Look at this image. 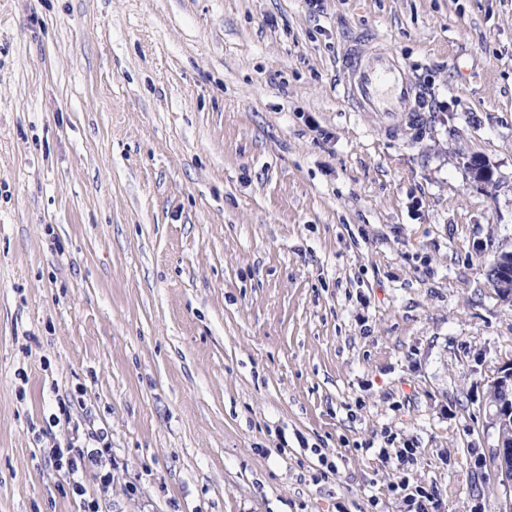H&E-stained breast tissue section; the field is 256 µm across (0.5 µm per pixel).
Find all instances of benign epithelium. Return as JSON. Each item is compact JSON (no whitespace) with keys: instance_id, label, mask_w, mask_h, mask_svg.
Here are the masks:
<instances>
[{"instance_id":"benign-epithelium-1","label":"benign epithelium","mask_w":512,"mask_h":512,"mask_svg":"<svg viewBox=\"0 0 512 512\" xmlns=\"http://www.w3.org/2000/svg\"><path fill=\"white\" fill-rule=\"evenodd\" d=\"M493 265L498 270L499 297L512 306V265L504 260L500 250L495 252ZM489 389L496 392V402L487 408L486 426L492 429L496 439L492 455L497 459V474L509 496L512 494V368L497 371L489 381Z\"/></svg>"}]
</instances>
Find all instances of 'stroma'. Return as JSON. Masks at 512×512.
Wrapping results in <instances>:
<instances>
[{"label":"stroma","mask_w":512,"mask_h":512,"mask_svg":"<svg viewBox=\"0 0 512 512\" xmlns=\"http://www.w3.org/2000/svg\"><path fill=\"white\" fill-rule=\"evenodd\" d=\"M322 5L0 0V512H503L512 0ZM366 32L423 126L337 95ZM503 252L510 253L511 250L507 251L501 249L496 251L492 261L493 265H495L498 270L496 287L499 293L497 289L494 288V282L491 280L488 273H486V276L490 285L495 289L496 293H498L500 299L512 306V262L510 266V264L504 260L505 256L502 255ZM496 392L494 407L487 408L486 426L492 429L496 446L492 456L497 459V474L501 477L508 498V510L512 507V368L501 369L491 377L489 391ZM511 467V470H510ZM512 511V510H511ZM510 511V512H511ZM112 448L105 444L103 448H54L53 455L59 468L66 469L72 481V489L78 496L85 495V489L78 476L79 468L91 464L93 466L103 467L108 463L112 467ZM106 455L108 458H106Z\"/></svg>","instance_id":"35a3bbf8"}]
</instances>
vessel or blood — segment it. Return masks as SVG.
I'll return each instance as SVG.
<instances>
[{
	"label": "vessel or blood",
	"instance_id": "vessel-or-blood-1",
	"mask_svg": "<svg viewBox=\"0 0 512 512\" xmlns=\"http://www.w3.org/2000/svg\"><path fill=\"white\" fill-rule=\"evenodd\" d=\"M339 86L354 111L374 113L389 130L423 119L425 95L388 47L353 40L342 59Z\"/></svg>",
	"mask_w": 512,
	"mask_h": 512
}]
</instances>
